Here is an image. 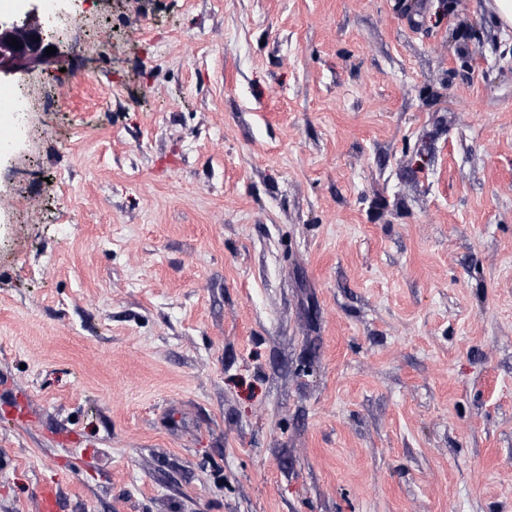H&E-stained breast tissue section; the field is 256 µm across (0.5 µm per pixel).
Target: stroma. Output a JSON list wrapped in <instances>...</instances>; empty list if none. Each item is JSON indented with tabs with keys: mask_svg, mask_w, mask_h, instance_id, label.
Here are the masks:
<instances>
[{
	"mask_svg": "<svg viewBox=\"0 0 512 512\" xmlns=\"http://www.w3.org/2000/svg\"><path fill=\"white\" fill-rule=\"evenodd\" d=\"M57 31L0 155V512H512L492 0H70Z\"/></svg>",
	"mask_w": 512,
	"mask_h": 512,
	"instance_id": "35a3bbf8",
	"label": "stroma"
}]
</instances>
